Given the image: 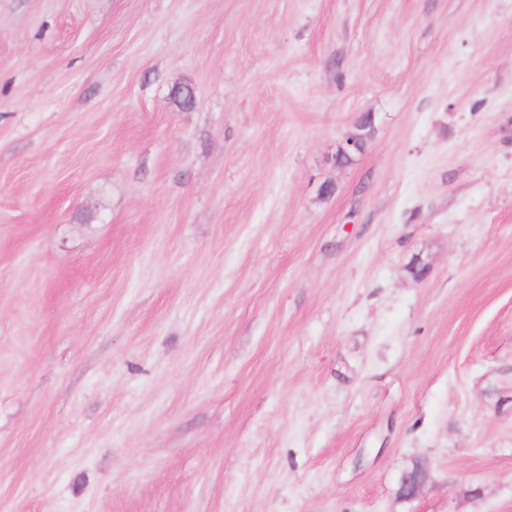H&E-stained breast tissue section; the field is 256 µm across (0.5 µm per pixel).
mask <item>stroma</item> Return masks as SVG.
<instances>
[{"instance_id": "stroma-1", "label": "stroma", "mask_w": 512, "mask_h": 512, "mask_svg": "<svg viewBox=\"0 0 512 512\" xmlns=\"http://www.w3.org/2000/svg\"><path fill=\"white\" fill-rule=\"evenodd\" d=\"M0 512H512V0H0Z\"/></svg>"}]
</instances>
